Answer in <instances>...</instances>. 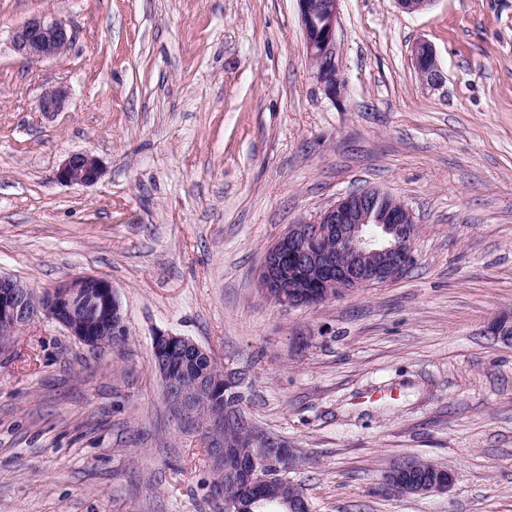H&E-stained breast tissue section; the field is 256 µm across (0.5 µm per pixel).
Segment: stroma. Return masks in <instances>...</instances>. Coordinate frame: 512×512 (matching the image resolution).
<instances>
[{
	"mask_svg": "<svg viewBox=\"0 0 512 512\" xmlns=\"http://www.w3.org/2000/svg\"><path fill=\"white\" fill-rule=\"evenodd\" d=\"M42 14L74 39L31 63L10 35ZM420 40L438 87L412 65ZM336 45L334 104L296 0H0V273L106 278L130 331L100 352L43 317L0 355V512H224L152 366L160 332L245 372L314 512H512V343L488 330L512 312V0H341ZM58 85L66 110L38 112ZM80 151L104 176L61 184ZM369 187L415 216L407 273L268 301L267 248ZM406 456L452 469L448 492L383 491ZM412 65L421 79L431 87L443 83L444 74L437 61L433 46L427 41H418L411 50Z\"/></svg>",
	"mask_w": 512,
	"mask_h": 512,
	"instance_id": "stroma-1",
	"label": "stroma"
}]
</instances>
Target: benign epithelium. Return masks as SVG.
I'll list each match as a JSON object with an SVG mask.
<instances>
[{
  "instance_id": "benign-epithelium-1",
  "label": "benign epithelium",
  "mask_w": 512,
  "mask_h": 512,
  "mask_svg": "<svg viewBox=\"0 0 512 512\" xmlns=\"http://www.w3.org/2000/svg\"><path fill=\"white\" fill-rule=\"evenodd\" d=\"M303 27L307 56L317 89L332 103L341 101L343 84L338 78L336 24L341 0H297ZM73 40L69 25L56 17H35L15 27L11 44L14 50L30 61L55 58L65 52ZM412 65L429 86L443 83L444 74L433 46L418 41L411 50ZM70 90L59 86L44 92L37 100V109L54 114L65 109ZM105 173L99 158L90 152L69 155L60 165L56 179L65 185L91 186ZM415 217L413 212L388 192L378 188L354 191L319 213L312 221L292 224L288 231L264 254L260 268V286L273 301L288 307L314 305L339 298L348 291L386 283L400 278L407 264L414 259ZM298 248V261L304 279L288 289L282 288L279 271L290 248ZM316 288L306 289L305 284ZM41 317L55 320L68 335L90 347L98 337L120 334L125 328L124 316L112 282L99 276L84 275L60 281L52 289L37 292L22 281L0 274V329L9 336L19 332ZM491 334L512 341V317L496 318ZM166 382V397L175 404V418L185 426V412L199 406L209 388L226 382L234 392L241 391L243 374L224 372V379L209 380L201 374L186 379L168 366L169 356L178 351L194 358L204 354L194 341L160 332L153 338ZM232 409L212 405L210 430L218 434L211 443L208 457L213 471L231 479L252 483L261 472L273 465L284 471L300 457L288 442L275 435H266L262 447L251 455L244 466H224L236 457L243 444L224 441V415ZM409 463L399 461L386 472L384 484L400 494L426 495L448 491L454 481L453 472L438 468L429 482L408 485L403 475Z\"/></svg>"
}]
</instances>
